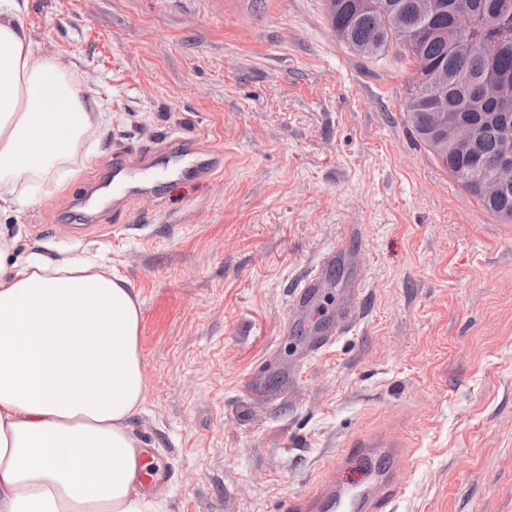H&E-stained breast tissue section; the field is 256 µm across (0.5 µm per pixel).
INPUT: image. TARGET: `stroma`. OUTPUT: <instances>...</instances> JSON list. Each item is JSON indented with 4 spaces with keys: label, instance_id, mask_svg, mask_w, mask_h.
<instances>
[{
    "label": "stroma",
    "instance_id": "obj_1",
    "mask_svg": "<svg viewBox=\"0 0 512 512\" xmlns=\"http://www.w3.org/2000/svg\"><path fill=\"white\" fill-rule=\"evenodd\" d=\"M44 55L93 89L92 163L18 215V251L99 254L135 288L147 385L130 425L173 512H284L346 439L392 427L396 512H512V224L482 209L404 116L413 64L356 53L326 0H23ZM223 148L168 176L112 232L78 230L86 181L175 136ZM359 247L358 318L319 353L352 275L291 294ZM334 257L335 255L333 253L318 269L311 272L303 284L293 292L291 299V305L293 307L302 309L308 308L316 301L321 291L323 269Z\"/></svg>",
    "mask_w": 512,
    "mask_h": 512
}]
</instances>
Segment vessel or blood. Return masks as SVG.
<instances>
[{
  "instance_id": "obj_1",
  "label": "vessel or blood",
  "mask_w": 512,
  "mask_h": 512,
  "mask_svg": "<svg viewBox=\"0 0 512 512\" xmlns=\"http://www.w3.org/2000/svg\"><path fill=\"white\" fill-rule=\"evenodd\" d=\"M224 166V154L192 138H178L174 146L148 149L137 156L118 150L113 154L111 181H97L92 192L108 190L118 198L112 210L113 220H120L127 200L144 195L158 196L164 176L180 174L211 179ZM364 269H357L344 299L336 309V320L320 330L309 344L310 351L328 349L336 337L357 319V301L364 282ZM321 271H313L292 294L291 304L307 308L321 291ZM403 449L394 439L377 433L350 438L341 454L328 465L321 478L304 495L288 500L286 512H393L401 492V479L394 464ZM363 458L369 464L362 482L355 487L341 483L339 474L348 455Z\"/></svg>"
}]
</instances>
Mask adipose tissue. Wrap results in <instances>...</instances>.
<instances>
[{
	"label": "adipose tissue",
	"mask_w": 512,
	"mask_h": 512,
	"mask_svg": "<svg viewBox=\"0 0 512 512\" xmlns=\"http://www.w3.org/2000/svg\"><path fill=\"white\" fill-rule=\"evenodd\" d=\"M0 0V211L59 191L103 124L73 70ZM141 302L88 258L19 256L0 225V512H171L139 484Z\"/></svg>",
	"instance_id": "obj_1"
}]
</instances>
